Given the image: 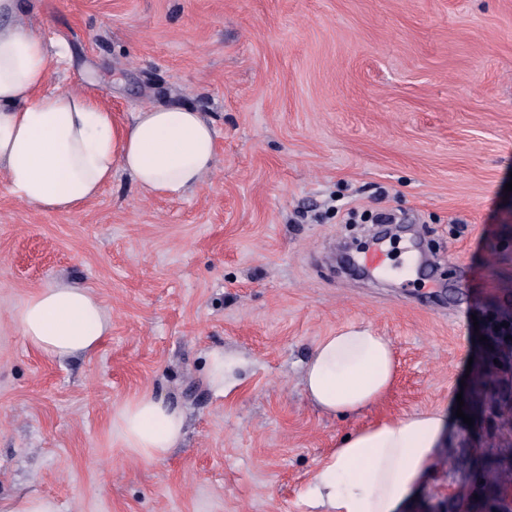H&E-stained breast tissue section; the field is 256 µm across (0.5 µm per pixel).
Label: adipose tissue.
Here are the masks:
<instances>
[{
    "label": "adipose tissue",
    "mask_w": 512,
    "mask_h": 512,
    "mask_svg": "<svg viewBox=\"0 0 512 512\" xmlns=\"http://www.w3.org/2000/svg\"><path fill=\"white\" fill-rule=\"evenodd\" d=\"M22 0H0V178L24 203L75 212L126 173L150 195L181 197L211 173L217 130L204 113L150 105L117 119L95 94L46 91L66 57L19 21ZM18 321L29 346L51 360L93 353L112 321L90 288L54 283L24 304ZM389 337L359 322L319 338L303 368L308 399L323 413L358 418L390 390ZM185 415L164 396L143 393L112 416V436L132 456L167 457ZM451 433L441 411L357 427L338 441L306 491L315 512H399Z\"/></svg>",
    "instance_id": "obj_1"
}]
</instances>
